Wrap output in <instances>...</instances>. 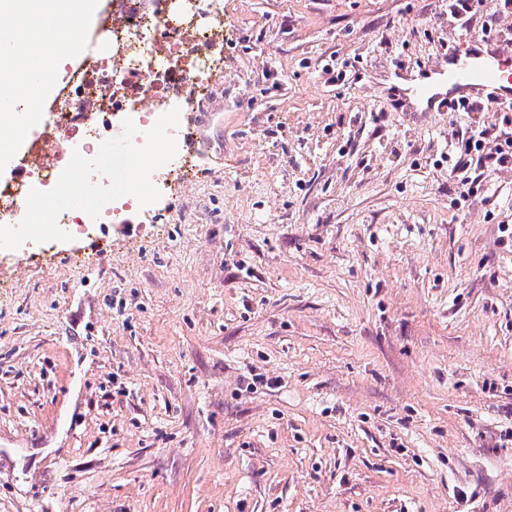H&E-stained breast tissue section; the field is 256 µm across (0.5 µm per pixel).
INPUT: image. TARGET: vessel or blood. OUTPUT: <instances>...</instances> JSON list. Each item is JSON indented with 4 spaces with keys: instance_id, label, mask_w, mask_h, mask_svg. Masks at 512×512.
I'll use <instances>...</instances> for the list:
<instances>
[{
    "instance_id": "vessel-or-blood-1",
    "label": "vessel or blood",
    "mask_w": 512,
    "mask_h": 512,
    "mask_svg": "<svg viewBox=\"0 0 512 512\" xmlns=\"http://www.w3.org/2000/svg\"><path fill=\"white\" fill-rule=\"evenodd\" d=\"M412 109L424 112L456 111L476 99L488 104L512 100V55L496 38H475L449 49L441 63L425 70L420 79L398 92Z\"/></svg>"
}]
</instances>
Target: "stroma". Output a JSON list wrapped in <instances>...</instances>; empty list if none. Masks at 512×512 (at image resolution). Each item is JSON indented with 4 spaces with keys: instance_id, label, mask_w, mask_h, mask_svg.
<instances>
[{
    "instance_id": "stroma-1",
    "label": "stroma",
    "mask_w": 512,
    "mask_h": 512,
    "mask_svg": "<svg viewBox=\"0 0 512 512\" xmlns=\"http://www.w3.org/2000/svg\"><path fill=\"white\" fill-rule=\"evenodd\" d=\"M223 3L192 186L50 265L0 226V512H512V170L448 168L512 109L392 102L478 23ZM456 145H452V152L455 157V163L453 165V169L455 171L460 170L462 174L458 176L457 189L460 190V195L464 198L468 195L473 194V190L470 188L472 184V180L469 181V176L466 174L470 169L472 162L474 160V156L476 157L477 162L480 161L482 154L486 149V142L482 137L476 138L475 136H470L468 138H462L457 140ZM466 193V194H465Z\"/></svg>"
}]
</instances>
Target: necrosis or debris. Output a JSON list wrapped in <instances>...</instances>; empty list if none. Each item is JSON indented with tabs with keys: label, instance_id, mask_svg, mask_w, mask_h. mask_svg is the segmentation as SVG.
<instances>
[{
	"label": "necrosis or debris",
	"instance_id": "obj_1",
	"mask_svg": "<svg viewBox=\"0 0 512 512\" xmlns=\"http://www.w3.org/2000/svg\"><path fill=\"white\" fill-rule=\"evenodd\" d=\"M214 0H110L95 29L73 37L77 0H0V33L17 52L0 57V84L25 81L40 66L36 39L66 44L77 57L58 85L60 108L46 131L25 148L13 177L0 182V223H26L38 211L42 224L69 235L105 225L127 207L144 206L131 173L134 157L150 154L158 170L189 185L206 147L196 125L171 130L168 109L203 105L213 88L212 69L224 43V10ZM139 115L125 148L109 153L122 113ZM194 143L182 160L167 153L171 136ZM98 185L78 213L60 210L58 196Z\"/></svg>",
	"mask_w": 512,
	"mask_h": 512
}]
</instances>
